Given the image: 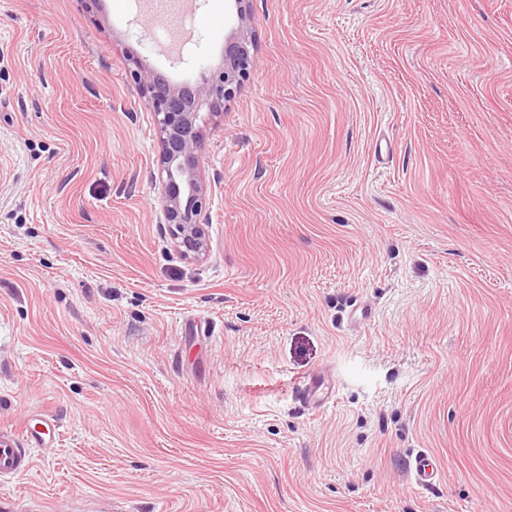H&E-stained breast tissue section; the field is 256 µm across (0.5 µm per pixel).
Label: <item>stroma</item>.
Wrapping results in <instances>:
<instances>
[{
  "label": "stroma",
  "mask_w": 512,
  "mask_h": 512,
  "mask_svg": "<svg viewBox=\"0 0 512 512\" xmlns=\"http://www.w3.org/2000/svg\"><path fill=\"white\" fill-rule=\"evenodd\" d=\"M171 16L175 50L148 0H0V434L58 425L0 498L512 512V0H251L199 261L125 55L193 82L237 19ZM329 388L324 386L320 376H313L299 386L297 395L305 405H319L327 397ZM415 479L419 486L427 487L433 484L437 476V468L432 457L420 454L415 458Z\"/></svg>",
  "instance_id": "obj_1"
}]
</instances>
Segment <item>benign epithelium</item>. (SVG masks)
I'll use <instances>...</instances> for the list:
<instances>
[{
    "label": "benign epithelium",
    "mask_w": 512,
    "mask_h": 512,
    "mask_svg": "<svg viewBox=\"0 0 512 512\" xmlns=\"http://www.w3.org/2000/svg\"><path fill=\"white\" fill-rule=\"evenodd\" d=\"M232 2L238 27L225 41L221 66L203 70L200 82L174 84L162 73L145 68L137 54L127 55L130 75L155 114L161 144L162 209L186 259L199 260L207 253L202 221L208 190L198 172L201 111L214 115L233 100L255 66L253 40L246 27L250 0Z\"/></svg>",
    "instance_id": "obj_1"
}]
</instances>
